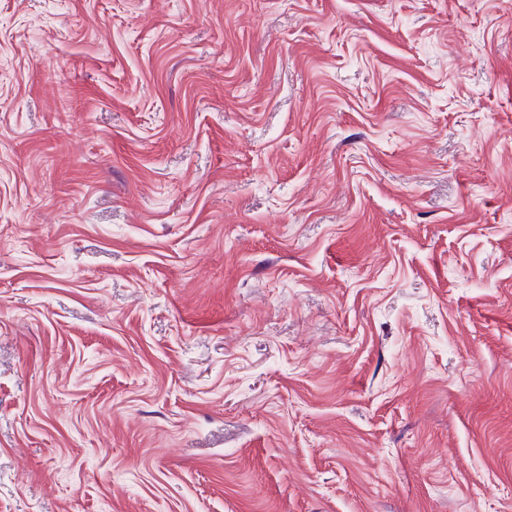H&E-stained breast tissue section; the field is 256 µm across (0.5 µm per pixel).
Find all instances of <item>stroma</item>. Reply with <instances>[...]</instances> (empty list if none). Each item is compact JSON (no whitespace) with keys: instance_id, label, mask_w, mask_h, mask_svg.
<instances>
[{"instance_id":"35a3bbf8","label":"stroma","mask_w":512,"mask_h":512,"mask_svg":"<svg viewBox=\"0 0 512 512\" xmlns=\"http://www.w3.org/2000/svg\"><path fill=\"white\" fill-rule=\"evenodd\" d=\"M0 512H512V0H0Z\"/></svg>"}]
</instances>
